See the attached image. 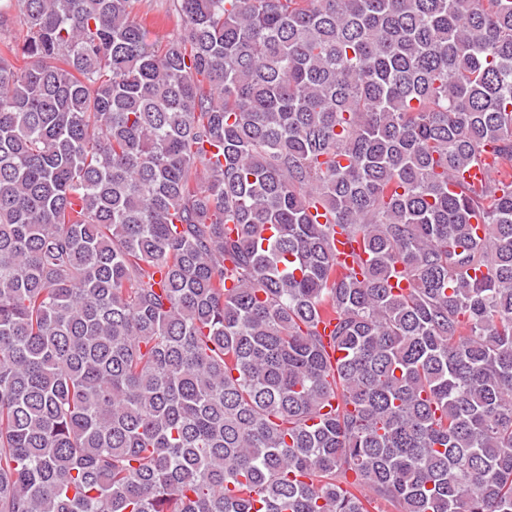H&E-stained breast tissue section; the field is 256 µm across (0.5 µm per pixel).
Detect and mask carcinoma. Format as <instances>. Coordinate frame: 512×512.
Returning <instances> with one entry per match:
<instances>
[{"label": "carcinoma", "mask_w": 512, "mask_h": 512, "mask_svg": "<svg viewBox=\"0 0 512 512\" xmlns=\"http://www.w3.org/2000/svg\"><path fill=\"white\" fill-rule=\"evenodd\" d=\"M165 2L0 4V512H512V0ZM161 1L141 0L137 6L139 17L144 19L149 28L150 39L157 44L165 43L172 37L177 28V19L172 16H165Z\"/></svg>", "instance_id": "1"}]
</instances>
